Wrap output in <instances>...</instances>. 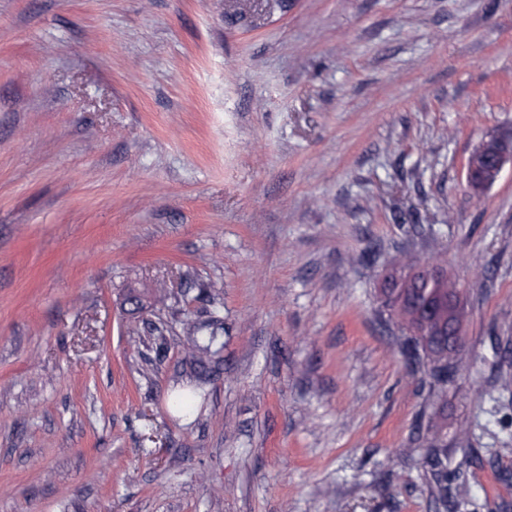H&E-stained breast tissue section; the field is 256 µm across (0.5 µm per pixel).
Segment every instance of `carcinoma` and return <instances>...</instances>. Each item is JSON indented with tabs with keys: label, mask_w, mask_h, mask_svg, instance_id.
Wrapping results in <instances>:
<instances>
[{
	"label": "carcinoma",
	"mask_w": 512,
	"mask_h": 512,
	"mask_svg": "<svg viewBox=\"0 0 512 512\" xmlns=\"http://www.w3.org/2000/svg\"><path fill=\"white\" fill-rule=\"evenodd\" d=\"M510 147L512 143L490 135L474 149L471 160L476 165L475 176L468 183L473 193L484 191L480 155L501 152ZM379 300L382 312L398 326L399 352L406 366L427 376L429 390L426 402L428 407L435 408L448 387L444 372L451 369L459 373L467 368L460 356L467 308L465 294L456 287L444 268L425 271L406 256L385 277ZM179 323L184 341L192 351L194 364L203 365L222 350V326L213 322L197 323L187 318L179 320ZM450 328L458 333L451 346L448 345ZM203 397L204 392L199 388L181 391L171 397L170 406L174 412L188 415ZM423 465L428 468L427 488L435 502L445 505L450 495L458 500L467 498L470 493L467 482L458 481L453 487H448V440L442 431L433 433L424 452Z\"/></svg>",
	"instance_id": "obj_1"
}]
</instances>
